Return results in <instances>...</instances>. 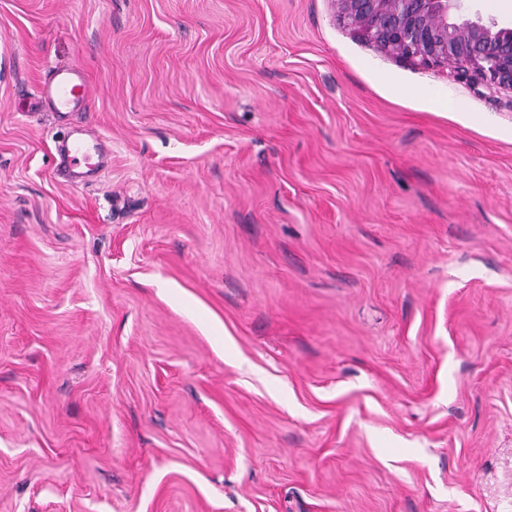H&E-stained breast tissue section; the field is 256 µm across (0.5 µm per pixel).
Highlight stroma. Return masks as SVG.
<instances>
[{
    "label": "stroma",
    "instance_id": "obj_1",
    "mask_svg": "<svg viewBox=\"0 0 512 512\" xmlns=\"http://www.w3.org/2000/svg\"><path fill=\"white\" fill-rule=\"evenodd\" d=\"M0 512H512V93L332 0H0ZM40 94L44 103L55 112H87L91 103L87 76L74 66L53 68ZM59 151L63 160L73 167H78L81 160L89 169L94 165L90 162L92 157L81 138H71L64 141Z\"/></svg>",
    "mask_w": 512,
    "mask_h": 512
}]
</instances>
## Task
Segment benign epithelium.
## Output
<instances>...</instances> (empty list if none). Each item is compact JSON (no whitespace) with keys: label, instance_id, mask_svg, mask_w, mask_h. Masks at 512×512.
Returning a JSON list of instances; mask_svg holds the SVG:
<instances>
[{"label":"benign epithelium","instance_id":"benign-epithelium-1","mask_svg":"<svg viewBox=\"0 0 512 512\" xmlns=\"http://www.w3.org/2000/svg\"><path fill=\"white\" fill-rule=\"evenodd\" d=\"M456 0H332L337 16L383 52L453 63L489 89L512 92V27L451 17Z\"/></svg>","mask_w":512,"mask_h":512}]
</instances>
